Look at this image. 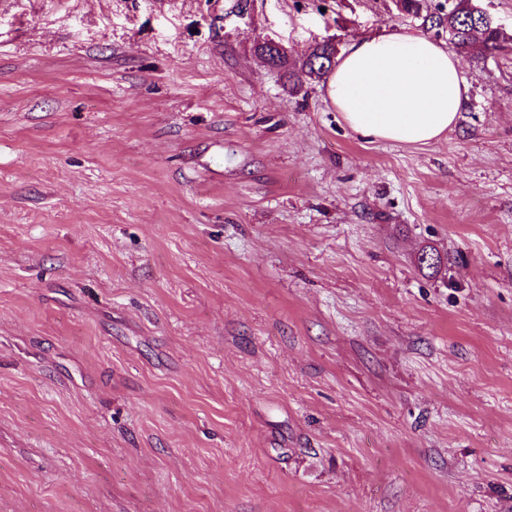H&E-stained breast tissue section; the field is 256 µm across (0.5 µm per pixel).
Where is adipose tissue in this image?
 Here are the masks:
<instances>
[{
  "instance_id": "ef3b65f1",
  "label": "adipose tissue",
  "mask_w": 512,
  "mask_h": 512,
  "mask_svg": "<svg viewBox=\"0 0 512 512\" xmlns=\"http://www.w3.org/2000/svg\"><path fill=\"white\" fill-rule=\"evenodd\" d=\"M466 92L458 60L404 28L352 40L326 82L327 99L351 130L406 144L442 138Z\"/></svg>"
}]
</instances>
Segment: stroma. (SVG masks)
<instances>
[{
	"instance_id": "35a3bbf8",
	"label": "stroma",
	"mask_w": 512,
	"mask_h": 512,
	"mask_svg": "<svg viewBox=\"0 0 512 512\" xmlns=\"http://www.w3.org/2000/svg\"><path fill=\"white\" fill-rule=\"evenodd\" d=\"M477 2L504 49L421 146L288 80L421 30L395 0H0V512H512V0ZM337 46L338 44L331 45L323 42L314 46L302 60L297 72L292 74L296 78L294 86L302 85L303 77L319 79L329 73L333 66L332 61L335 63V58L339 53Z\"/></svg>"
}]
</instances>
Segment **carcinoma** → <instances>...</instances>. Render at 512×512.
I'll use <instances>...</instances> for the list:
<instances>
[{
    "instance_id": "cac0c4a2",
    "label": "carcinoma",
    "mask_w": 512,
    "mask_h": 512,
    "mask_svg": "<svg viewBox=\"0 0 512 512\" xmlns=\"http://www.w3.org/2000/svg\"><path fill=\"white\" fill-rule=\"evenodd\" d=\"M448 9L440 13L421 15V0H397L398 8L414 17L422 18V25L428 29L448 32V41L458 48L466 50L476 40H481L483 48L489 52L501 49L500 31L494 19L475 0H446ZM339 49L329 43H319L304 57L300 68L294 73L296 84L302 78L319 79L332 69ZM255 54L273 68H282L288 64V55L280 52L275 43H265L255 48ZM417 266L420 270H429L436 275L442 272L444 260L432 248H424L418 254Z\"/></svg>"
}]
</instances>
